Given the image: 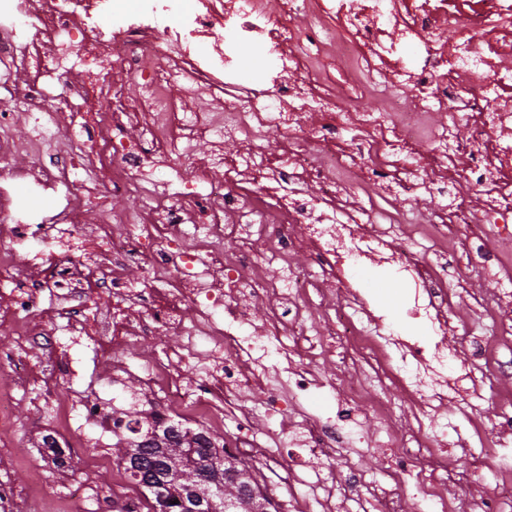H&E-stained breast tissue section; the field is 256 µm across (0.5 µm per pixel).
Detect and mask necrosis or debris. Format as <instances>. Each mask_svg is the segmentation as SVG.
Returning <instances> with one entry per match:
<instances>
[{
    "instance_id": "necrosis-or-debris-1",
    "label": "necrosis or debris",
    "mask_w": 512,
    "mask_h": 512,
    "mask_svg": "<svg viewBox=\"0 0 512 512\" xmlns=\"http://www.w3.org/2000/svg\"><path fill=\"white\" fill-rule=\"evenodd\" d=\"M511 54L512 0H194L189 10L181 0L131 9L125 0H0V87L10 93L0 103V334L13 340L0 344V379L11 385L0 390V433L20 426L15 390L57 395L21 356L55 345V334L30 326L50 309L62 331L111 356L116 378L129 372L128 344L157 341L139 374L140 400L163 401L156 428L185 417L223 428L225 411L261 390V416L245 415L224 450L268 463L249 439L256 422L288 424L290 408L329 385L301 359L366 363L372 387L348 384L336 413L302 419L285 445L298 462L307 451L338 457L366 406L379 420L374 444L399 464L383 483L337 472L323 512L361 501L368 512H401L411 486L415 512L512 508V394H499L489 425L460 411L500 462L495 485L459 486L448 433L431 421L447 385L465 392L494 381L489 338L453 318L457 291L440 256L478 230L512 242V68L500 63ZM258 59L267 77L255 88L243 77ZM132 80L145 114L135 137L124 96ZM197 94L211 107L188 109ZM21 116L31 125L15 139ZM273 132L286 150L272 153ZM346 138L354 149H342ZM202 140L211 153L196 152ZM66 142L88 148L90 163L62 157ZM421 142L433 146L430 159L417 155ZM228 143L241 149L229 161ZM310 182L321 194L307 191ZM375 187L393 189L394 205L364 203L361 193ZM475 188L486 195L482 227ZM47 189L64 202L48 224L21 204ZM442 192L446 206L416 210L420 196ZM114 195L134 197L135 209L112 212L104 201ZM93 202L101 208L90 239L82 214ZM421 241L427 253L414 252ZM301 253L314 268L294 263ZM369 263L410 281L412 335L375 313L357 277ZM135 265L146 286L128 278ZM256 302L268 306L266 327L252 322ZM451 333L471 355L450 381ZM172 338L181 346L169 347ZM400 410L416 413V431H392ZM57 499L44 486L27 500L0 479V512H85L84 488L65 506Z\"/></svg>"
}]
</instances>
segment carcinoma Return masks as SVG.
Returning <instances> with one entry per match:
<instances>
[{
    "label": "carcinoma",
    "mask_w": 512,
    "mask_h": 512,
    "mask_svg": "<svg viewBox=\"0 0 512 512\" xmlns=\"http://www.w3.org/2000/svg\"><path fill=\"white\" fill-rule=\"evenodd\" d=\"M129 436L121 447L123 476L146 491L145 500L154 499V490L145 485L146 474L141 472L137 456L143 448L155 450L154 462L164 479L182 494L199 491L210 500V512H252L250 505L257 484L249 467L235 457L225 456L214 448L217 439L201 429L191 430L170 425L158 432L137 417L127 420ZM223 466L224 480L219 483H200V469Z\"/></svg>",
    "instance_id": "cac0c4a2"
}]
</instances>
